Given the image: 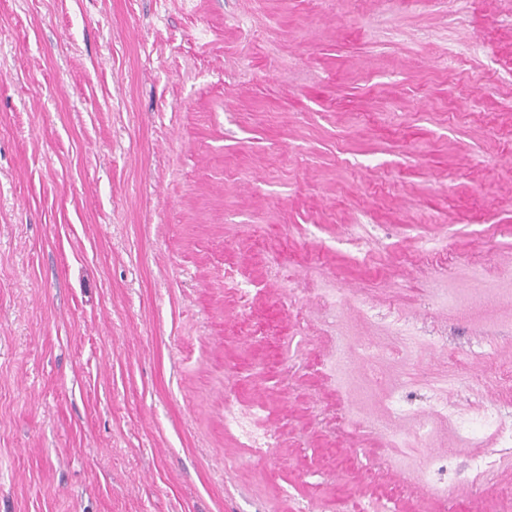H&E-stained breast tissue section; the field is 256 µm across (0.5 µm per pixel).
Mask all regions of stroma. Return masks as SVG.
<instances>
[{
	"label": "stroma",
	"instance_id": "1",
	"mask_svg": "<svg viewBox=\"0 0 512 512\" xmlns=\"http://www.w3.org/2000/svg\"><path fill=\"white\" fill-rule=\"evenodd\" d=\"M420 245L447 264L396 263ZM364 301L413 349L340 414L319 369L390 333ZM507 371L512 0H0V512H360L403 470L419 512H479L497 445L449 415ZM400 373L432 436L383 465ZM254 398L263 455L224 427ZM250 404L251 409L259 416L260 427L255 432L248 433L245 436L246 441L242 445L246 448H253L256 454H264L268 448L275 447L278 429L269 420L262 418L260 414L264 410L262 401L253 400Z\"/></svg>",
	"mask_w": 512,
	"mask_h": 512
}]
</instances>
